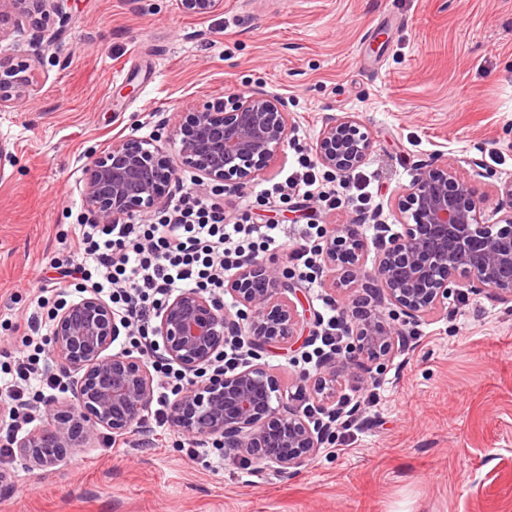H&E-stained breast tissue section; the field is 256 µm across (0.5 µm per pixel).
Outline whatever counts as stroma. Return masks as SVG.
<instances>
[{"instance_id": "stroma-1", "label": "stroma", "mask_w": 512, "mask_h": 512, "mask_svg": "<svg viewBox=\"0 0 512 512\" xmlns=\"http://www.w3.org/2000/svg\"><path fill=\"white\" fill-rule=\"evenodd\" d=\"M64 6L71 23L45 52L0 12V56L36 62L30 96L0 110L16 156L0 174V356L35 306L29 281L74 232L89 157L121 137L155 138L199 99L262 89L288 101L282 156L224 195L258 224L297 229L298 213L256 196L345 116L372 141L364 166L383 177L380 223L394 224L399 192L433 157L480 199L512 181V0H224L203 19L177 0ZM331 279L324 271L314 294L297 286L294 341L259 359L298 410L313 400L301 357L319 297L350 310L365 296L357 281L331 291ZM397 327L420 340L342 381L376 393L361 430L335 431L299 467L240 457L217 471L144 419L121 452L102 429L53 468L0 463V512H512V306L466 289Z\"/></svg>"}]
</instances>
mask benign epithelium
I'll return each instance as SVG.
<instances>
[{
	"label": "benign epithelium",
	"instance_id": "benign-epithelium-1",
	"mask_svg": "<svg viewBox=\"0 0 512 512\" xmlns=\"http://www.w3.org/2000/svg\"><path fill=\"white\" fill-rule=\"evenodd\" d=\"M184 13L206 17L223 0H180ZM25 19L33 40L49 48L70 23L60 0H0ZM30 65L0 58V108L29 96ZM164 143L127 136L112 142L85 166L84 208L107 224L145 215L161 207L181 171L201 186L224 191L246 188L284 151L291 129L288 101L274 92L239 91L222 100H203L175 110L163 122ZM372 142L353 117L327 122L313 150L317 163L346 173L360 166ZM495 224L482 220V206L454 168L438 159L422 164L399 196L395 219L402 231L378 237L374 267L363 259L367 243L355 224H342L320 246L325 266L343 277L360 276L376 305H389L393 317L419 320L445 305L448 296L469 288L488 290L512 303V182L497 189ZM295 292L288 271L254 261L224 287L241 309L236 317L224 302L199 291L173 296L156 315L153 334L170 361L189 372L201 371L223 354L224 340L243 337L255 359L269 344H288L296 336L299 314L285 296ZM354 355L336 370L330 363L312 387L322 404L331 403L339 377L390 356L396 325L373 310L352 316ZM125 322L112 307L89 292L56 316L49 336L55 363L72 377L71 397L52 401L47 424L10 447L30 467L47 469L81 447L99 429L123 437L139 423L153 399L154 375L141 357L107 354ZM173 428L189 438H213L237 456H254L264 466L286 472L315 456L328 430L290 408L280 385L259 363L233 373L215 372L175 399Z\"/></svg>",
	"mask_w": 512,
	"mask_h": 512
}]
</instances>
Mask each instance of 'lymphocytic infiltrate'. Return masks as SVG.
Wrapping results in <instances>:
<instances>
[{
  "label": "lymphocytic infiltrate",
  "mask_w": 512,
  "mask_h": 512,
  "mask_svg": "<svg viewBox=\"0 0 512 512\" xmlns=\"http://www.w3.org/2000/svg\"><path fill=\"white\" fill-rule=\"evenodd\" d=\"M332 195L310 160L301 156L295 170L265 191L264 198L286 204L296 198L325 202ZM325 231L323 224L312 220L289 243L283 225L251 223L248 214L234 216L226 211L220 193L207 195L181 186L154 218L123 217L110 224L81 222L66 244L69 262L54 257L50 265L63 280L81 275L86 287L125 319L131 344L153 360L161 375L152 416L162 427L170 420L175 396L194 381L182 369L164 362L161 349L153 343L151 325L158 310L183 291L223 295L226 283L245 263L286 244L291 247L289 259L300 281L317 287L322 271L316 242ZM49 286L46 280L36 282V306L24 321L13 364L0 371V400L15 409L11 423L18 429L34 423L31 408L38 398L63 383L62 375L42 362L36 342L51 326L50 318L43 315ZM318 327L319 344L309 362L314 370L339 354L343 343L354 339L350 318L335 301L323 300Z\"/></svg>",
  "instance_id": "lymphocytic-infiltrate-1"
}]
</instances>
